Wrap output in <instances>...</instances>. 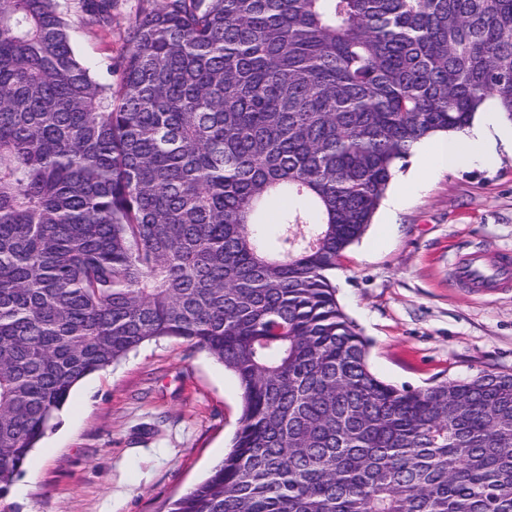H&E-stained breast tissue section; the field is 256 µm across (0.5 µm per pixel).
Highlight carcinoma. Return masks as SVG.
Returning a JSON list of instances; mask_svg holds the SVG:
<instances>
[{
    "instance_id": "1",
    "label": "carcinoma",
    "mask_w": 512,
    "mask_h": 512,
    "mask_svg": "<svg viewBox=\"0 0 512 512\" xmlns=\"http://www.w3.org/2000/svg\"><path fill=\"white\" fill-rule=\"evenodd\" d=\"M127 42L99 82L59 0H0V500L166 338L243 401L171 512H512V373L380 380L330 280L417 143L512 122V0H162Z\"/></svg>"
}]
</instances>
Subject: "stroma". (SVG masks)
<instances>
[{"label": "stroma", "mask_w": 512, "mask_h": 512, "mask_svg": "<svg viewBox=\"0 0 512 512\" xmlns=\"http://www.w3.org/2000/svg\"><path fill=\"white\" fill-rule=\"evenodd\" d=\"M74 47L95 63L119 56L141 8L115 0L112 24L60 0ZM512 250V154L491 166L432 173L394 212L378 208L331 274L370 342L385 382L419 389L483 372L512 373V288L458 284L472 251ZM241 416L233 374L175 339L143 344L72 393L15 478L0 512H168L229 451Z\"/></svg>", "instance_id": "obj_1"}]
</instances>
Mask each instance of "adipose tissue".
Segmentation results:
<instances>
[{"label":"adipose tissue","mask_w":512,"mask_h":512,"mask_svg":"<svg viewBox=\"0 0 512 512\" xmlns=\"http://www.w3.org/2000/svg\"><path fill=\"white\" fill-rule=\"evenodd\" d=\"M480 114V119L463 131L435 136L417 144L420 173L495 159L493 134L500 126L499 112L495 105L488 104Z\"/></svg>","instance_id":"1"}]
</instances>
